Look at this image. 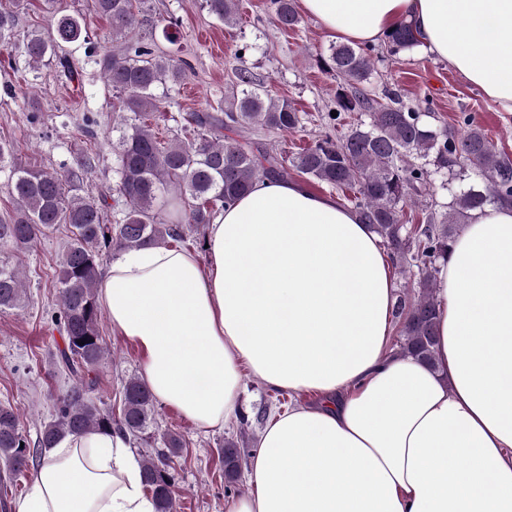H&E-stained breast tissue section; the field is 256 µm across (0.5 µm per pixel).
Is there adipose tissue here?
Masks as SVG:
<instances>
[{
	"label": "adipose tissue",
	"mask_w": 512,
	"mask_h": 512,
	"mask_svg": "<svg viewBox=\"0 0 512 512\" xmlns=\"http://www.w3.org/2000/svg\"><path fill=\"white\" fill-rule=\"evenodd\" d=\"M330 34L428 52L512 112V0H300ZM206 258L149 246L98 292L154 397L204 429L241 372L292 392L225 512H512V206L471 212L434 273L436 368L390 348L391 260L358 214L301 181L256 180L216 213ZM15 512H154L128 437H60Z\"/></svg>",
	"instance_id": "adipose-tissue-1"
}]
</instances>
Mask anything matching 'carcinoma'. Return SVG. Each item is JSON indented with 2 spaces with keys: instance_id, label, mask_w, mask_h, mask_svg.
<instances>
[{
  "instance_id": "1",
  "label": "carcinoma",
  "mask_w": 512,
  "mask_h": 512,
  "mask_svg": "<svg viewBox=\"0 0 512 512\" xmlns=\"http://www.w3.org/2000/svg\"><path fill=\"white\" fill-rule=\"evenodd\" d=\"M15 8L0 5V47H13L32 64L55 63L72 73L59 44L80 39L79 19L60 13L56 0H44L46 26L14 42L17 10L26 0H13ZM136 0H92L94 13L112 26V53L99 59L100 71L112 86V111L121 121H132L131 132L120 141L117 181L121 205L113 218L106 201L91 193L77 194L80 180L93 167L94 157L80 156L67 168L44 170L15 161L10 145L0 142V171H10V194L15 214L0 219V248L25 249L60 225L70 232V242L56 275L60 310L55 320L64 332V347L57 349L53 366L68 373L73 383L54 399L51 419L44 423L35 443L19 427L17 412L0 405V461L13 474L41 457L66 433L117 430L138 440L151 423L154 396L136 377L122 388L118 419L97 404L91 393L92 376L106 359L99 330L101 308L97 288L105 257L113 251L165 245L166 239L183 238L185 230L162 218L164 196L175 193L189 228L209 224L214 215L233 205L258 178L296 176L350 191L345 199L364 223L370 225L387 248L393 265L404 274L417 270V296H398L394 318L401 337L399 351L434 365L436 284L433 271L447 255L450 243L463 229L471 211L486 205L512 204V157L497 150L470 114L461 126L433 128L423 113L407 107L396 94L384 93L381 102L368 87L374 68L370 45L330 44L320 56L324 71L341 80L336 111L322 124L331 129L344 112H365L370 121L352 126L341 140L325 133L313 145L285 159L265 142H242L241 131L257 136L290 132L300 127L301 116L289 103L269 96L265 83L244 66L237 69L239 90L224 110L192 112L185 121L193 136L164 141L144 124L149 113L167 103L156 90L177 82L184 67L173 57L158 55L157 24L139 11ZM276 22L294 29L301 17L293 0H271ZM208 13L234 23L237 0H204ZM418 45L410 23H404L388 40L397 54ZM455 179L467 173L476 182L451 194L448 210L428 211L421 224L404 220L403 208L411 196L431 194L432 173ZM25 289L18 269L0 260V312L16 308ZM86 344L80 345L78 341ZM167 454L143 459L145 485L150 488L155 512H176L173 484L168 473L170 456L183 447L180 437L162 436ZM237 441H224V478L237 479L240 469Z\"/></svg>"
}]
</instances>
